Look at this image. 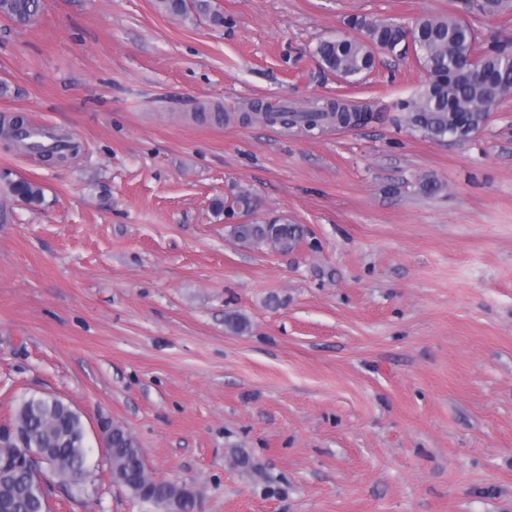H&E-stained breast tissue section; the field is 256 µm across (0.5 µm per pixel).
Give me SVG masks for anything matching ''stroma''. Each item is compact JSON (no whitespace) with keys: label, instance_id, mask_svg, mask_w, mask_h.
I'll return each mask as SVG.
<instances>
[{"label":"stroma","instance_id":"stroma-1","mask_svg":"<svg viewBox=\"0 0 512 512\" xmlns=\"http://www.w3.org/2000/svg\"><path fill=\"white\" fill-rule=\"evenodd\" d=\"M44 4L0 18V118L82 151L49 165L0 137V425L31 395L82 413L93 494L52 512H157L113 486L105 421L197 512H512V95L435 141L398 120L413 57L346 81L314 53L349 17L461 0H211L220 27L159 0ZM336 98L374 119L236 118ZM241 191L254 212L218 209ZM279 215L304 229L291 253L229 234ZM9 189L14 197L30 205H39L43 200L42 188L28 180L11 182Z\"/></svg>","mask_w":512,"mask_h":512}]
</instances>
